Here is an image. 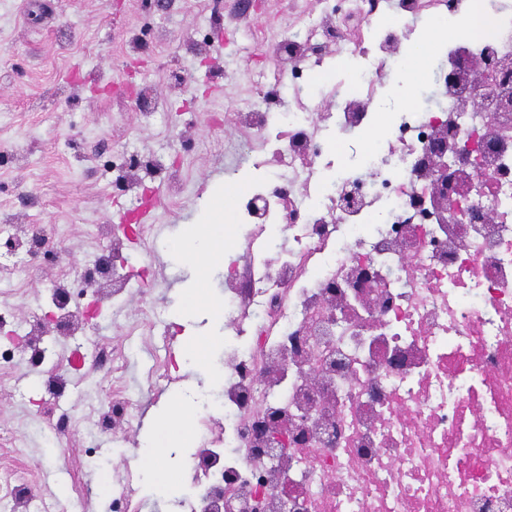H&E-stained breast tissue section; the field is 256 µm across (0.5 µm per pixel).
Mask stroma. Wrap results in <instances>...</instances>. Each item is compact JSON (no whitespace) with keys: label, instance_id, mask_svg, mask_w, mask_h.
<instances>
[{"label":"stroma","instance_id":"1","mask_svg":"<svg viewBox=\"0 0 512 512\" xmlns=\"http://www.w3.org/2000/svg\"><path fill=\"white\" fill-rule=\"evenodd\" d=\"M227 0H0V225L23 235L27 224L46 226L63 269H85L106 248L95 225L119 226L136 216L144 196L156 204L152 236L141 242L120 233L124 253L138 256L150 272L142 287L103 300L104 288L86 280L81 307L88 316L79 335L60 330L51 290L54 273L31 262L23 296L8 298L0 344L24 347L26 328L39 323L55 358L66 361L68 386L52 393L38 367L16 371L0 384V459L20 458L34 472L33 493L45 512H108L114 492L134 490L139 512H179L191 498L197 432L224 427L222 411L206 396L217 390L228 355L248 344L225 318L208 325L209 350L193 357L181 324L192 284L210 300L224 299V266L185 263L173 243L187 226L206 220L208 189L235 178L239 186L228 224L243 223L244 199L274 175L276 163L259 138H245L224 116L254 99L257 81L271 61L261 50L318 18L289 13L282 0H251L246 22L225 18ZM142 48L129 49L132 40ZM361 57L328 49L321 72L326 89L294 94L290 76L276 109L332 112L337 89L349 88ZM150 82L161 102L148 114L139 99ZM144 155L148 164L128 190L124 168L112 160ZM153 311L152 329L141 325ZM123 349L125 379L142 397L132 426L112 432L104 416L112 399V366L100 351ZM165 361L172 377L158 384L150 371ZM188 400L195 436L156 457L173 480L129 469L128 458L145 452L147 421L164 405Z\"/></svg>","mask_w":512,"mask_h":512}]
</instances>
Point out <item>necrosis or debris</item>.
Returning a JSON list of instances; mask_svg holds the SVG:
<instances>
[{
    "label": "necrosis or debris",
    "mask_w": 512,
    "mask_h": 512,
    "mask_svg": "<svg viewBox=\"0 0 512 512\" xmlns=\"http://www.w3.org/2000/svg\"><path fill=\"white\" fill-rule=\"evenodd\" d=\"M393 6L455 20L469 0H313L350 9L354 40L318 27L272 54L294 75L320 67L318 48L365 56L357 98L335 120L373 117L382 75H399L398 30L370 48L364 29ZM490 35L448 44L432 72L435 110L406 114L394 143L370 156V180L322 185L319 112L288 115L272 196H288L290 241L241 229L224 311L251 320L224 383V437L201 449L192 512H512V13L494 0ZM265 72L235 125L260 134L281 84ZM112 422L140 400L113 352Z\"/></svg>",
    "instance_id": "4bbe7bcc"
}]
</instances>
